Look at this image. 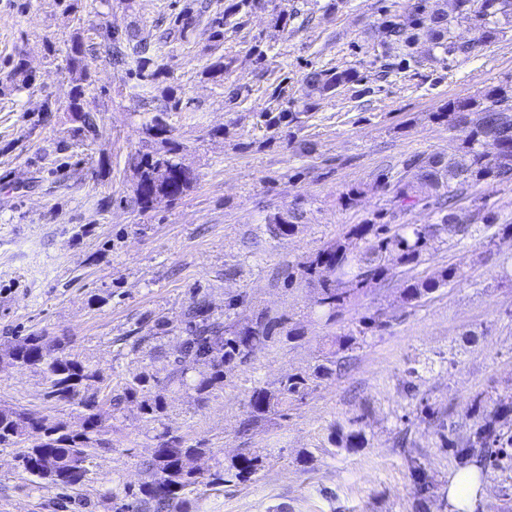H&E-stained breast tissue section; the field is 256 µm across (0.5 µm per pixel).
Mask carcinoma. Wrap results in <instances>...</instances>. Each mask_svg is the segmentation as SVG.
<instances>
[{
  "mask_svg": "<svg viewBox=\"0 0 512 512\" xmlns=\"http://www.w3.org/2000/svg\"><path fill=\"white\" fill-rule=\"evenodd\" d=\"M450 10H429L420 3L407 18L384 14L381 27L391 43L400 49V64L405 69L420 66L422 57L415 47L422 45L430 57H468L478 48L498 39L502 22L512 18V0H448ZM261 0H227L224 10L208 16L214 48L224 44L225 35L242 28ZM211 4L207 0H185L180 12L169 20L160 36H142L136 32L120 35L112 22L101 24L99 37L106 44L114 65L138 81L142 89L157 88L170 76L160 54V44L174 34L184 35L207 16ZM464 20L474 28L476 36L460 43L452 35L455 22ZM95 47L75 35L67 51V67L72 87L64 106L76 123L75 137L92 142L101 133L97 113L87 108V97L93 90L91 60ZM229 63L220 55L211 62L204 75L222 82ZM360 82L350 68L314 69L303 79L300 100L283 105V90L275 86L271 98L277 102L279 115L270 119L277 125L283 121L296 126L302 115L316 108L317 102L331 98L340 88ZM164 104L142 123L140 134L157 148L138 151L129 158L136 179L134 204L141 211L152 208L164 197L180 199L196 177L178 160L181 145L171 138L166 120L168 113L181 110L182 100L175 89L162 90ZM489 105L478 108L472 100L447 102L435 118L448 120L452 128L467 130L463 146L453 156L430 154L419 156L411 166L414 180L390 176L381 183L392 194L393 207L401 212L421 205L433 211L432 224H389L384 214L371 213L361 224H354L347 234L320 251L314 258L300 263L301 275L316 290L314 305L319 319L330 322L352 296L374 283L396 275L403 277V302L414 305L440 288L462 277L460 266L448 265L428 277H418L414 270L440 246L453 240L480 236L492 244L499 235L512 236V224H498L496 217L477 205L459 206L468 188L485 183L512 182V83H503L485 93ZM301 214L276 216L268 231L274 238L291 235ZM494 233H489L491 228ZM187 336L180 344L171 369L163 378L133 373L122 378L105 397H100L103 376L100 369L74 351L67 336L50 339L31 333L0 348V363L6 361L39 369L45 374L47 396L64 406L77 407L76 421L37 416L23 407H0V447L25 445L18 455L22 472L39 481L74 488L85 480L88 465L100 451L112 450V439L106 437L102 424L103 405L118 411L126 403L138 404L148 423L163 424L168 405L161 391L178 387L195 395L204 403L212 391L224 385L230 368L249 360L256 348L271 341L284 321L262 314L242 325H226L213 316L206 296L195 294L183 312ZM382 326L376 316L364 317L359 328L334 339L322 363L310 373L284 376L278 386L269 390L256 388L248 403V421L255 422L304 399L316 382L332 375L342 365L346 353L354 350L357 336H364ZM512 413V400L502 401L474 422L469 434L460 442L442 435L447 448L457 449L468 459L476 448L482 454L478 464L498 467L512 448V434L501 432L499 419ZM212 454L202 441L194 444L170 428L157 435L152 456L143 462L148 480L138 490L112 488V512H192L187 494L201 483L198 461ZM262 465L252 453H241L229 462L217 463L210 473V483L224 484L251 480Z\"/></svg>",
  "mask_w": 512,
  "mask_h": 512,
  "instance_id": "cac0c4a2",
  "label": "carcinoma"
}]
</instances>
